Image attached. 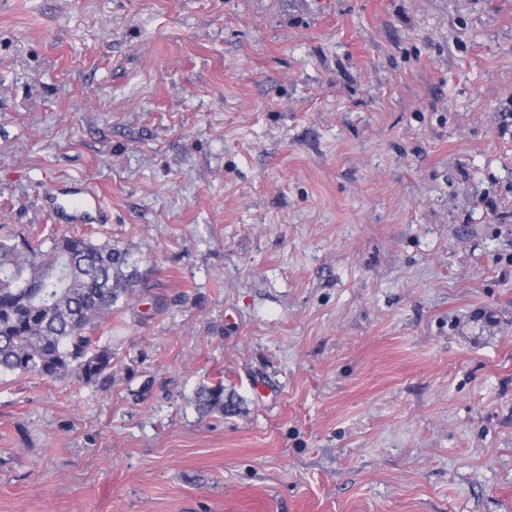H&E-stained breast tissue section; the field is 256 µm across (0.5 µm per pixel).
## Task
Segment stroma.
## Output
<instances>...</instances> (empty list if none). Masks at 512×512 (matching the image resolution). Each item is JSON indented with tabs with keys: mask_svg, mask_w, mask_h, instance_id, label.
<instances>
[{
	"mask_svg": "<svg viewBox=\"0 0 512 512\" xmlns=\"http://www.w3.org/2000/svg\"><path fill=\"white\" fill-rule=\"evenodd\" d=\"M73 177L140 278L0 512H512V0H0V236ZM195 405L201 416L224 411V384L218 381L214 385H203L195 394Z\"/></svg>",
	"mask_w": 512,
	"mask_h": 512,
	"instance_id": "1",
	"label": "stroma"
}]
</instances>
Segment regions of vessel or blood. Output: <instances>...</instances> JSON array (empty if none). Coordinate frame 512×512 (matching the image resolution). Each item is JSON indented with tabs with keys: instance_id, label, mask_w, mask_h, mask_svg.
Instances as JSON below:
<instances>
[{
	"instance_id": "b4317fda",
	"label": "vessel or blood",
	"mask_w": 512,
	"mask_h": 512,
	"mask_svg": "<svg viewBox=\"0 0 512 512\" xmlns=\"http://www.w3.org/2000/svg\"><path fill=\"white\" fill-rule=\"evenodd\" d=\"M37 200L41 211L56 224L74 228L111 221L101 193L81 178L55 183L41 192Z\"/></svg>"
}]
</instances>
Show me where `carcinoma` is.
<instances>
[{
  "instance_id": "carcinoma-1",
  "label": "carcinoma",
  "mask_w": 512,
  "mask_h": 512,
  "mask_svg": "<svg viewBox=\"0 0 512 512\" xmlns=\"http://www.w3.org/2000/svg\"><path fill=\"white\" fill-rule=\"evenodd\" d=\"M127 251L108 239L71 234L0 240V374L112 383V350L95 333L112 322V306L136 273ZM200 415L224 413V384L195 394Z\"/></svg>"
}]
</instances>
